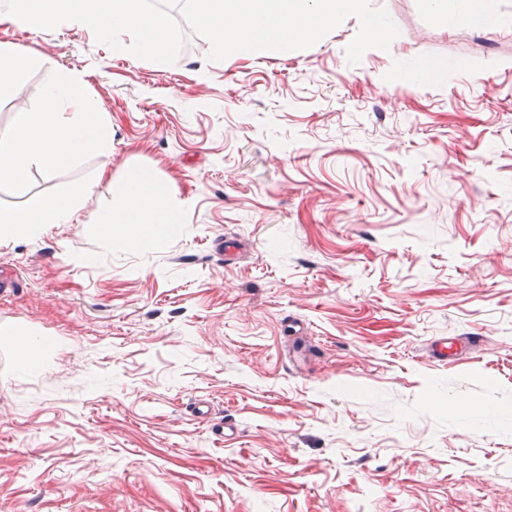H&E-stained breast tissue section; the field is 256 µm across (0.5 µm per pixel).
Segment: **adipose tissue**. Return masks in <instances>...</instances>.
<instances>
[{
  "label": "adipose tissue",
  "instance_id": "obj_1",
  "mask_svg": "<svg viewBox=\"0 0 512 512\" xmlns=\"http://www.w3.org/2000/svg\"><path fill=\"white\" fill-rule=\"evenodd\" d=\"M441 14L445 27L461 24L484 27L499 15V0H422ZM72 113L61 112V105ZM112 138V126L88 95L83 78L64 71L50 84L38 109L21 112L15 124L0 130V185L24 186L32 166L51 171L76 162L84 155L104 151ZM79 200L60 195L38 209L0 208V239L32 235L45 224L69 223ZM180 209L171 205L169 192L155 177L129 170L101 211L98 224L110 240L122 242L129 235L153 243L174 233L181 224Z\"/></svg>",
  "mask_w": 512,
  "mask_h": 512
}]
</instances>
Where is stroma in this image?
Listing matches in <instances>:
<instances>
[{
	"mask_svg": "<svg viewBox=\"0 0 512 512\" xmlns=\"http://www.w3.org/2000/svg\"><path fill=\"white\" fill-rule=\"evenodd\" d=\"M371 4L399 34L354 65V17L285 56L189 34L164 65L0 23L32 56L0 130L65 69L112 125L110 160L0 187L80 197L0 240V324L53 341L25 370L0 337V512H512V0L451 30ZM431 60L447 80L405 83ZM133 167L179 235L99 234Z\"/></svg>",
	"mask_w": 512,
	"mask_h": 512,
	"instance_id": "stroma-1",
	"label": "stroma"
}]
</instances>
